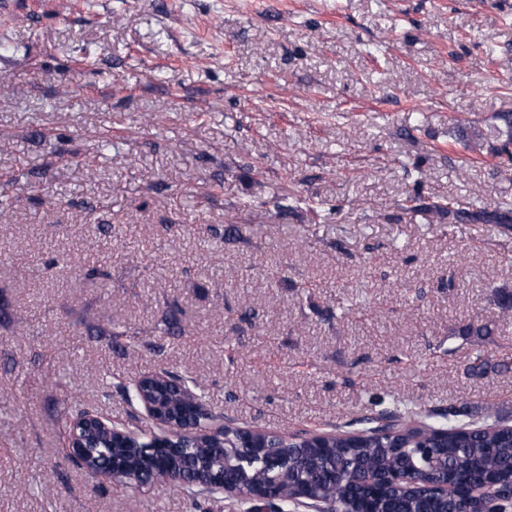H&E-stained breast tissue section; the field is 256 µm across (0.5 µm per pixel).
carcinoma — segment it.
Instances as JSON below:
<instances>
[{
  "label": "carcinoma",
  "instance_id": "carcinoma-1",
  "mask_svg": "<svg viewBox=\"0 0 512 512\" xmlns=\"http://www.w3.org/2000/svg\"><path fill=\"white\" fill-rule=\"evenodd\" d=\"M406 202L412 210L434 209L448 218L459 211L441 201L420 195ZM475 224L512 226V210L477 211L467 214ZM452 335L483 340L493 335L488 324L471 321L452 330ZM186 379L173 375V382H130L121 387L129 401H149L162 414L180 413L181 391ZM453 414L431 411L423 428L410 429L414 415L398 409L387 410L377 425L351 432L336 429L323 438L300 434L283 439L272 433L267 448L258 453L241 446L238 431L226 435L203 434L184 437L172 448L153 438L121 443L108 427L80 429L74 442L81 444L82 464L78 468L102 488L112 483L102 471L120 466L118 474L126 484L166 483L172 472L182 475L178 491L187 497L189 512H203L205 491L199 489L204 477H234L236 499L248 505V512H259L264 504L252 499L263 490L278 497L280 512L296 507V497L305 496L325 505L329 512H509L512 499L499 496L480 504L470 495L475 483H489L503 489L512 481V425L499 414L489 415L481 424H451ZM373 472L396 473L405 479L395 488L371 482ZM455 487L448 501L442 502L412 489L414 484H435L443 478Z\"/></svg>",
  "mask_w": 512,
  "mask_h": 512
}]
</instances>
